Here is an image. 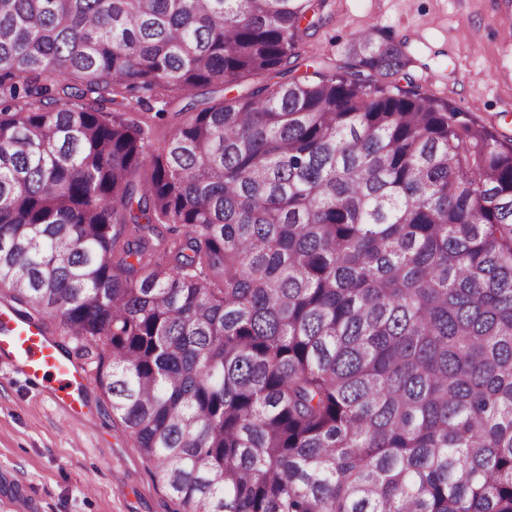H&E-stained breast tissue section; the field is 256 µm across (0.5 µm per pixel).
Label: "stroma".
Here are the masks:
<instances>
[{
  "instance_id": "35a3bbf8",
  "label": "stroma",
  "mask_w": 512,
  "mask_h": 512,
  "mask_svg": "<svg viewBox=\"0 0 512 512\" xmlns=\"http://www.w3.org/2000/svg\"><path fill=\"white\" fill-rule=\"evenodd\" d=\"M328 20L299 44L301 60L341 58L347 39L374 28L407 42L412 73L447 101L512 139V0H329ZM223 96L221 85L171 98L156 128L168 134ZM83 375L84 407L69 416L9 360H0V512H173L122 423L113 418L95 360L57 335Z\"/></svg>"
}]
</instances>
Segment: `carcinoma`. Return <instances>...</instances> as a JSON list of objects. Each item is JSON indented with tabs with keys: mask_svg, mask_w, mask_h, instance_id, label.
Instances as JSON below:
<instances>
[{
	"mask_svg": "<svg viewBox=\"0 0 512 512\" xmlns=\"http://www.w3.org/2000/svg\"><path fill=\"white\" fill-rule=\"evenodd\" d=\"M325 3L0 0V292L174 512H512V141ZM222 89L220 84L205 85L194 89L189 95L171 98L170 103L165 107L166 117L163 120H157V135L164 136L181 125L189 117V112H198L214 101H218L224 95Z\"/></svg>",
	"mask_w": 512,
	"mask_h": 512,
	"instance_id": "cac0c4a2",
	"label": "carcinoma"
}]
</instances>
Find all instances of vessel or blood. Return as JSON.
Wrapping results in <instances>:
<instances>
[{
    "label": "vessel or blood",
    "mask_w": 512,
    "mask_h": 512,
    "mask_svg": "<svg viewBox=\"0 0 512 512\" xmlns=\"http://www.w3.org/2000/svg\"><path fill=\"white\" fill-rule=\"evenodd\" d=\"M0 355L31 380L45 385L59 405L79 413L83 377L61 355L43 327L24 321L13 311L0 309Z\"/></svg>",
    "instance_id": "1"
}]
</instances>
